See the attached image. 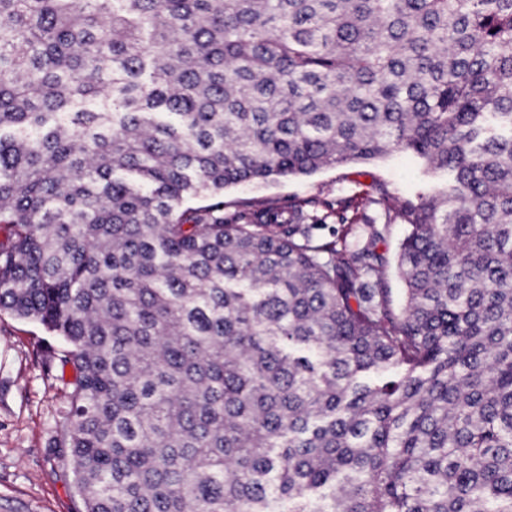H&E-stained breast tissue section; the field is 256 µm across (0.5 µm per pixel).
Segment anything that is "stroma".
Returning a JSON list of instances; mask_svg holds the SVG:
<instances>
[{"mask_svg":"<svg viewBox=\"0 0 512 512\" xmlns=\"http://www.w3.org/2000/svg\"><path fill=\"white\" fill-rule=\"evenodd\" d=\"M445 175L426 172L411 155L395 153L366 163L328 167L310 176L266 184L245 183L225 188L224 201L253 205H304L323 218L317 234L335 240L343 227L338 212L375 215L377 208L361 204L364 195L389 200L416 198L444 183ZM407 227L388 224L378 252L384 254L386 286L393 306L404 301V283L397 263ZM58 340L37 323L0 310V512H80L73 465L53 443L64 431L66 394L59 370L51 369Z\"/></svg>","mask_w":512,"mask_h":512,"instance_id":"stroma-1","label":"stroma"}]
</instances>
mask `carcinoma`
Returning a JSON list of instances; mask_svg holds the SVG:
<instances>
[{"label": "carcinoma", "mask_w": 512, "mask_h": 512, "mask_svg": "<svg viewBox=\"0 0 512 512\" xmlns=\"http://www.w3.org/2000/svg\"><path fill=\"white\" fill-rule=\"evenodd\" d=\"M393 152L398 308L375 218L224 203ZM0 224L81 512H512V0H0Z\"/></svg>", "instance_id": "carcinoma-1"}]
</instances>
